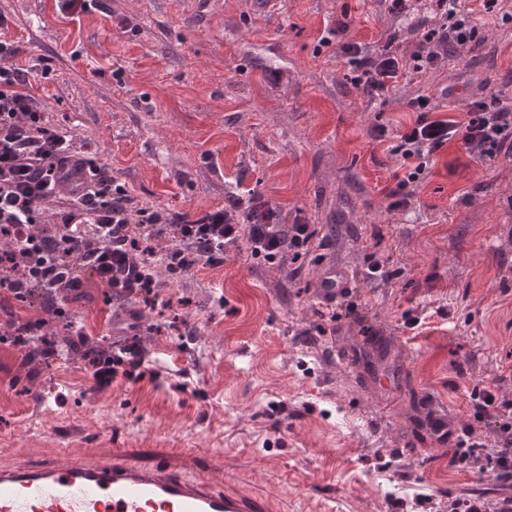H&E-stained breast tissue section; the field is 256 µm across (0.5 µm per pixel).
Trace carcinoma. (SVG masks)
Listing matches in <instances>:
<instances>
[{
	"label": "carcinoma",
	"instance_id": "cac0c4a2",
	"mask_svg": "<svg viewBox=\"0 0 512 512\" xmlns=\"http://www.w3.org/2000/svg\"><path fill=\"white\" fill-rule=\"evenodd\" d=\"M30 307L39 308L45 315L51 316L56 329L52 336H29L25 346L26 363L33 370L40 366H48L59 356L65 354L73 359H78L85 365H90V359L110 360L119 354L124 344L119 341L103 343L77 342L74 339V324L68 319H60L50 315L52 302L48 295L38 291L27 300Z\"/></svg>",
	"mask_w": 512,
	"mask_h": 512
}]
</instances>
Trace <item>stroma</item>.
Here are the masks:
<instances>
[{
  "mask_svg": "<svg viewBox=\"0 0 512 512\" xmlns=\"http://www.w3.org/2000/svg\"><path fill=\"white\" fill-rule=\"evenodd\" d=\"M79 16L57 0H0V37L21 49L27 91L51 123L125 184L133 207L194 214L255 192L286 222L316 226L301 258L269 264L246 243L167 290L166 329L94 281L64 306L93 340L148 337L144 375L97 387L76 359L30 374L0 343V448H165L223 460L224 478L284 512H448L499 500L512 477L451 465L427 421L496 450L473 392L512 399V158L438 151L414 205L389 211L400 170L372 127L395 131L415 93L452 87L448 118L482 90L512 99V28L447 68L370 100L338 57L404 25L385 0H104ZM356 275L328 303L318 265ZM388 262L397 278L370 275Z\"/></svg>",
  "mask_w": 512,
  "mask_h": 512,
  "instance_id": "stroma-1",
  "label": "stroma"
}]
</instances>
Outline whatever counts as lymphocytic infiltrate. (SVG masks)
Listing matches in <instances>:
<instances>
[{
    "label": "lymphocytic infiltrate",
    "instance_id": "lymphocytic-infiltrate-1",
    "mask_svg": "<svg viewBox=\"0 0 512 512\" xmlns=\"http://www.w3.org/2000/svg\"><path fill=\"white\" fill-rule=\"evenodd\" d=\"M477 10L461 0H388V10L409 20L382 45L350 40L338 51L352 84L370 99H388L401 81L444 67L458 49L475 43V13L512 22L504 0H478ZM16 44L0 39V296L23 300L30 289L62 296L95 280L106 292L157 307L151 271L165 265L187 271L197 263L222 262L226 246L246 239L252 255L273 262L284 253H306L317 232L298 219L284 223L280 208L253 195L227 206L190 215L153 207L131 209L130 195L108 170L76 150L65 132L52 127L23 91L24 68ZM415 112L412 126L388 133L373 127L372 139L388 141L403 170L388 190L389 208L407 210L413 185L425 176L435 152L461 140L471 158L492 161L512 155V101L496 93L466 106L464 121L438 118L440 105L419 94L405 102ZM68 189L66 212L54 224L44 217L60 189ZM172 232L178 246L156 250ZM483 411L500 420L497 451L487 468L512 473V403L482 399Z\"/></svg>",
    "mask_w": 512,
    "mask_h": 512
}]
</instances>
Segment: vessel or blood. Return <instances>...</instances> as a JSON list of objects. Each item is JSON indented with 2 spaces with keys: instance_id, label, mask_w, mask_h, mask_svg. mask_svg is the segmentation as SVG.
Here are the masks:
<instances>
[{
  "instance_id": "b4317fda",
  "label": "vessel or blood",
  "mask_w": 512,
  "mask_h": 512,
  "mask_svg": "<svg viewBox=\"0 0 512 512\" xmlns=\"http://www.w3.org/2000/svg\"><path fill=\"white\" fill-rule=\"evenodd\" d=\"M354 280L346 266L321 264L317 288L340 298ZM189 448H168L145 464L129 450L61 447L29 462L0 455V512H281L276 499L222 486L216 472L189 479L178 469Z\"/></svg>"
}]
</instances>
